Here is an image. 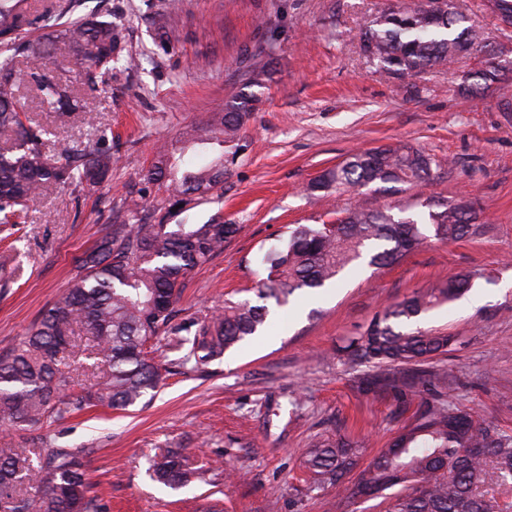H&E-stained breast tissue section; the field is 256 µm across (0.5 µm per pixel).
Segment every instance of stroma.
<instances>
[{"instance_id":"obj_1","label":"stroma","mask_w":512,"mask_h":512,"mask_svg":"<svg viewBox=\"0 0 512 512\" xmlns=\"http://www.w3.org/2000/svg\"><path fill=\"white\" fill-rule=\"evenodd\" d=\"M119 27L139 67L115 64L88 92L89 115L59 123L29 85L20 94L30 119L52 144L89 146L107 134L115 164L94 190L51 188L28 204L25 223L0 230V348L17 342L60 300L75 260L114 222L238 225L224 251L190 271L176 320H207L225 301L255 300L261 257L289 227L319 224L337 211L402 204L421 211L468 202L480 215L476 235L428 240L399 264L363 267L282 309L275 327L220 359L181 368L183 349L161 346L170 369L146 406L91 407L33 428L0 426V455L16 448L84 451L90 494L102 512H337L333 494L309 489L301 459L316 439L342 435L364 443L371 459L410 423L417 403L394 389L363 391L367 366L338 350L386 305L437 280L468 274L482 305L463 300L425 318V328L455 335L448 353L424 363L446 369L459 409L512 438V77L483 97L456 88L473 65L433 68L407 79L381 75L362 55L365 20L398 0H179L166 40L152 25L153 0H81ZM267 64L224 188L188 211H175L144 175L157 145L203 123ZM436 161L423 186L342 195L312 190L323 171L355 149L397 142ZM169 448L198 464H221L238 478L172 488L151 465Z\"/></svg>"}]
</instances>
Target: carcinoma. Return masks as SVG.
Segmentation results:
<instances>
[{
	"label": "carcinoma",
	"instance_id": "1",
	"mask_svg": "<svg viewBox=\"0 0 512 512\" xmlns=\"http://www.w3.org/2000/svg\"><path fill=\"white\" fill-rule=\"evenodd\" d=\"M80 0H55L36 14L21 0H0V133L12 140L0 144V224H20L27 203L51 185L95 187L112 172L110 147L66 146L53 160L46 152L49 131L24 124L25 104L18 90L26 80L39 92L57 119L86 111L85 96L73 85L47 72L48 61L67 49L84 71L91 91L104 82L112 60L125 47L112 21L86 15L58 28L59 17L76 10ZM500 20L512 22V0H485ZM175 0H161L157 33L174 19ZM48 34L26 39L24 34ZM364 57L379 72L395 79L427 69L451 68L487 47L483 32L458 0H413L387 7L366 20L359 31ZM512 74L489 57L461 91L477 97ZM243 85L213 112L205 124L186 129L180 146L162 145L147 170L148 181L161 185L172 206H188L224 186L228 144L242 132L259 101L253 87ZM207 155L202 165L184 157ZM434 160L408 144L385 145L350 154L324 171L315 190L343 194L379 185L387 190L421 184ZM479 214L467 203L428 211V221L393 208L344 209L327 224H297L263 256L266 277L259 302L224 303L196 330L174 322V305L183 279L207 263L238 232L235 224H114L93 248L77 259V273L61 301L46 309L30 332L0 353V425L33 427L79 412L89 406L125 410L141 403L162 382L151 353L161 335L179 337L189 345L183 364L199 368L227 351L262 335L277 309L298 290L309 293L329 287L341 273L364 262L390 266L400 262L427 239L448 241L468 235ZM470 277L459 275L416 291L385 307L367 328L342 349L354 363L377 368L373 383L386 384L408 400L420 395L413 383H399L393 369L419 364L448 351L450 334L412 328L427 312L463 296ZM93 337L90 351L108 369L94 382L70 381L62 365L74 346L75 327ZM361 443L345 436L325 437L303 453L312 489L331 490L346 503L360 497H382L387 512H499L494 494L512 493V440L491 432L476 414L464 412L437 392L420 402L405 426L363 468H358ZM357 471L353 483L345 481ZM156 481L186 487L201 478L190 457L174 450L152 464ZM0 512H100L89 495L84 454L58 450L43 455H0Z\"/></svg>",
	"mask_w": 512,
	"mask_h": 512
}]
</instances>
